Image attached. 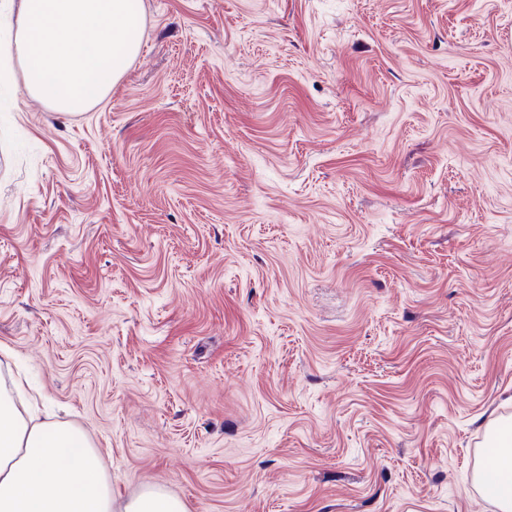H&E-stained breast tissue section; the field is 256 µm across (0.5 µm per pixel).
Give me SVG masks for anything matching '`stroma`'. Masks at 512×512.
Instances as JSON below:
<instances>
[{
  "mask_svg": "<svg viewBox=\"0 0 512 512\" xmlns=\"http://www.w3.org/2000/svg\"><path fill=\"white\" fill-rule=\"evenodd\" d=\"M66 114L0 55V377L125 497L496 512L512 0H143Z\"/></svg>",
  "mask_w": 512,
  "mask_h": 512,
  "instance_id": "1",
  "label": "stroma"
}]
</instances>
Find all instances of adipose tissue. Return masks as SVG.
<instances>
[{
	"instance_id": "adipose-tissue-1",
	"label": "adipose tissue",
	"mask_w": 512,
	"mask_h": 512,
	"mask_svg": "<svg viewBox=\"0 0 512 512\" xmlns=\"http://www.w3.org/2000/svg\"><path fill=\"white\" fill-rule=\"evenodd\" d=\"M486 457L494 474L485 495L499 512H512V424H495ZM0 512H185L181 499L146 483L125 500L112 483L87 434L54 420L36 422L0 382Z\"/></svg>"
}]
</instances>
